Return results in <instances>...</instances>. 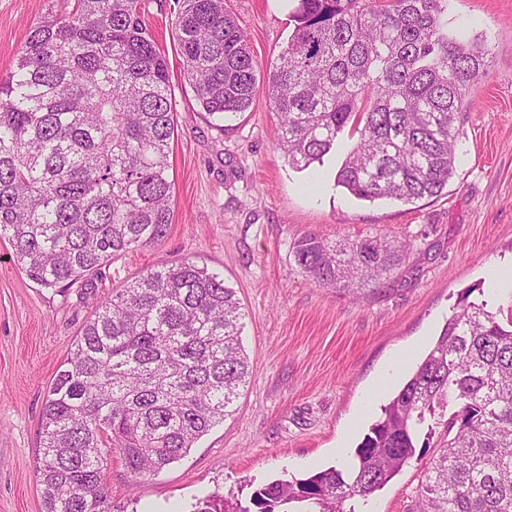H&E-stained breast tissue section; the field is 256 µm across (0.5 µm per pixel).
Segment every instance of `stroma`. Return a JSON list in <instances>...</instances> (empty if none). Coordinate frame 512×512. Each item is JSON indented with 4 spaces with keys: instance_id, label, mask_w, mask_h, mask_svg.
Here are the masks:
<instances>
[{
    "instance_id": "stroma-1",
    "label": "stroma",
    "mask_w": 512,
    "mask_h": 512,
    "mask_svg": "<svg viewBox=\"0 0 512 512\" xmlns=\"http://www.w3.org/2000/svg\"><path fill=\"white\" fill-rule=\"evenodd\" d=\"M267 76L294 28L293 0H226ZM71 0H0V78L28 31ZM175 0H146L144 20L165 54L177 135L173 219L158 245L112 261L92 294L32 282L0 240V512H42L37 479L47 390L97 302L148 266L190 259L235 288L246 313L251 375L232 416L154 476L130 473L113 450L104 482L112 512H191L217 492L246 500L265 484L335 466L373 419L356 418L366 391L397 353L416 363L452 312L488 302L512 319V292L488 300L486 264L512 262V0H448V28L485 43L490 70L462 109L455 174L441 196L367 201L336 183L354 140L342 134L323 165L289 166L277 149L265 88L225 125L205 114L183 77ZM334 240L383 235L406 242L405 262L357 294L312 285L293 261L307 233ZM429 457H416L371 501V512H414Z\"/></svg>"
}]
</instances>
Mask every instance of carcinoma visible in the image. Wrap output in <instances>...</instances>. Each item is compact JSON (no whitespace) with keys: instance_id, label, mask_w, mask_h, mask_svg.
Instances as JSON below:
<instances>
[{"instance_id":"1","label":"carcinoma","mask_w":512,"mask_h":512,"mask_svg":"<svg viewBox=\"0 0 512 512\" xmlns=\"http://www.w3.org/2000/svg\"><path fill=\"white\" fill-rule=\"evenodd\" d=\"M184 79L224 121L258 89L247 37L224 0H177ZM145 0H75L31 27L0 79V238L44 288L84 289L111 261L158 244L172 223L169 67L141 18ZM447 0H297L269 71L277 145L292 168L357 137L336 180L365 200L438 197L454 174L458 118L491 64L448 33ZM384 236L298 238L294 262L321 288L357 292L404 262ZM245 313L224 278L187 259L147 267L102 299L42 407L43 512H112V449L156 474L232 413L249 375ZM456 407L448 412L449 406ZM431 447L418 512H512V321L469 303L381 408L348 473L275 480L243 502L218 493L193 512H356Z\"/></svg>"}]
</instances>
